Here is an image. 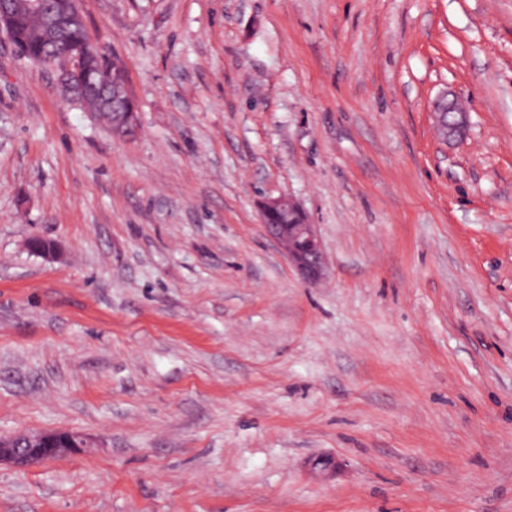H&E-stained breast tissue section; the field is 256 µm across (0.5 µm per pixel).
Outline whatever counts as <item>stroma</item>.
<instances>
[{
  "mask_svg": "<svg viewBox=\"0 0 512 512\" xmlns=\"http://www.w3.org/2000/svg\"><path fill=\"white\" fill-rule=\"evenodd\" d=\"M79 7L140 130L0 33V435L93 446L0 512H512V0ZM433 114L436 127L446 137L458 140L464 138L468 119L459 102L442 97L436 102ZM262 221L288 213L295 220L291 224H265L267 234L280 244L289 262L309 282L318 281L324 270V257L314 224H308L298 204L289 197L264 201L260 207Z\"/></svg>",
  "mask_w": 512,
  "mask_h": 512,
  "instance_id": "stroma-1",
  "label": "stroma"
}]
</instances>
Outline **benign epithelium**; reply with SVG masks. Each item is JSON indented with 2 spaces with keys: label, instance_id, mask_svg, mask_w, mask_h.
I'll return each instance as SVG.
<instances>
[{
  "label": "benign epithelium",
  "instance_id": "7a95c632",
  "mask_svg": "<svg viewBox=\"0 0 512 512\" xmlns=\"http://www.w3.org/2000/svg\"><path fill=\"white\" fill-rule=\"evenodd\" d=\"M30 12L42 21L40 39L46 43L44 64L56 66L58 83L72 85L75 75L84 70L85 60L103 50L86 39L79 43L66 40V32L86 27L78 7V0H27ZM14 10L7 3H0V30L5 32L18 51L23 46L14 35ZM102 100L112 109V134L130 137L137 131V109L129 88H112L104 83L99 88ZM436 127L448 138H464L468 119L463 106L445 97L434 107ZM262 218H271L288 213L295 217L289 224H267V234L280 244L289 262L309 282L319 280L324 270V257L314 225L308 223L298 204L289 197L269 199L261 204ZM89 447V443L70 432L50 431L40 433H18L0 437V464L9 463L23 468L51 459L78 454Z\"/></svg>",
  "mask_w": 512,
  "mask_h": 512
}]
</instances>
